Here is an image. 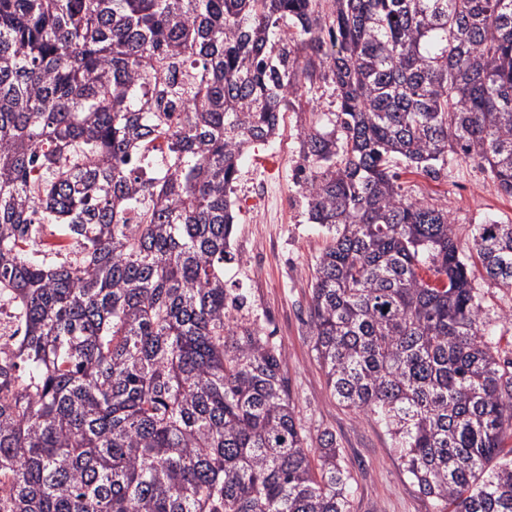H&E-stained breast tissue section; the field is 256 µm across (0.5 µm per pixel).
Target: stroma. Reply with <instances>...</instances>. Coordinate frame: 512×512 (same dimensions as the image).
<instances>
[{"label": "stroma", "instance_id": "obj_1", "mask_svg": "<svg viewBox=\"0 0 512 512\" xmlns=\"http://www.w3.org/2000/svg\"><path fill=\"white\" fill-rule=\"evenodd\" d=\"M300 125L299 113H284L278 136L255 146L240 163L232 193L237 215L234 260L225 265L224 280L227 287L242 290L246 315L281 345L286 385L309 436L335 433L343 464L355 479L352 512H435L432 499L410 483L388 436L331 395L312 349V265L327 232L309 221L295 180L301 162ZM394 169L410 195L447 206L460 243H468L474 225L487 219L512 224V197L499 191L478 162L452 164L436 180L412 172L402 159ZM470 275L496 333L498 354L512 359V325L504 320L512 313V288L490 279L475 258Z\"/></svg>", "mask_w": 512, "mask_h": 512}]
</instances>
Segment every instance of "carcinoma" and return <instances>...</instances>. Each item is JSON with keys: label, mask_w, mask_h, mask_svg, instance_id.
Wrapping results in <instances>:
<instances>
[{"label": "carcinoma", "mask_w": 512, "mask_h": 512, "mask_svg": "<svg viewBox=\"0 0 512 512\" xmlns=\"http://www.w3.org/2000/svg\"><path fill=\"white\" fill-rule=\"evenodd\" d=\"M321 83L298 183L333 232L327 386L438 512H512V359L468 268L512 288V224L463 247L391 166L473 160L512 196V0H0V512H351L336 435L309 443L224 288L241 159Z\"/></svg>", "instance_id": "1"}]
</instances>
